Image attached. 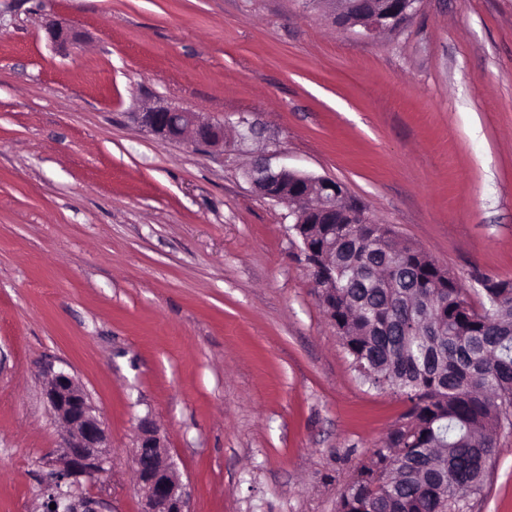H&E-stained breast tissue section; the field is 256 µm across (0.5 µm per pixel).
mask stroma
Instances as JSON below:
<instances>
[{
	"mask_svg": "<svg viewBox=\"0 0 512 512\" xmlns=\"http://www.w3.org/2000/svg\"><path fill=\"white\" fill-rule=\"evenodd\" d=\"M156 106L223 147L147 133ZM261 156L336 180L479 301L512 279V0H422L368 38L303 0H0V512L40 510L52 369L105 423L112 512L141 510L148 414L192 512H336L408 404L354 370L291 207L245 177ZM467 512H512V428Z\"/></svg>",
	"mask_w": 512,
	"mask_h": 512,
	"instance_id": "35a3bbf8",
	"label": "stroma"
}]
</instances>
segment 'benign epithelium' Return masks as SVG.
I'll use <instances>...</instances> for the list:
<instances>
[{
    "instance_id": "benign-epithelium-1",
    "label": "benign epithelium",
    "mask_w": 512,
    "mask_h": 512,
    "mask_svg": "<svg viewBox=\"0 0 512 512\" xmlns=\"http://www.w3.org/2000/svg\"><path fill=\"white\" fill-rule=\"evenodd\" d=\"M309 9H320L331 19L343 12L358 17L342 24L344 28L360 26L370 35L391 22L409 18L420 8V0H304ZM52 42L64 47L72 43L74 34L57 24L47 25ZM141 126L162 138L190 140L197 145H224V125L202 121L194 112L158 107L138 113ZM247 178L262 196L277 200L288 196L297 201L292 225L302 244V252L318 263L326 253L319 237L307 231L309 224H334L345 200L343 187L333 179L313 177L287 166L273 167L265 160L247 169ZM331 276L319 286L326 315L336 321V303ZM44 395L53 417L67 432L52 481L44 488L43 512H112L102 497L79 491L80 479L98 480L111 465L109 438L105 424L86 391L76 378L64 371L52 372L45 384ZM139 435L133 449L137 474L136 490L141 512H190L187 486L181 480L160 424L147 415L139 420ZM55 508H50V504Z\"/></svg>"
}]
</instances>
